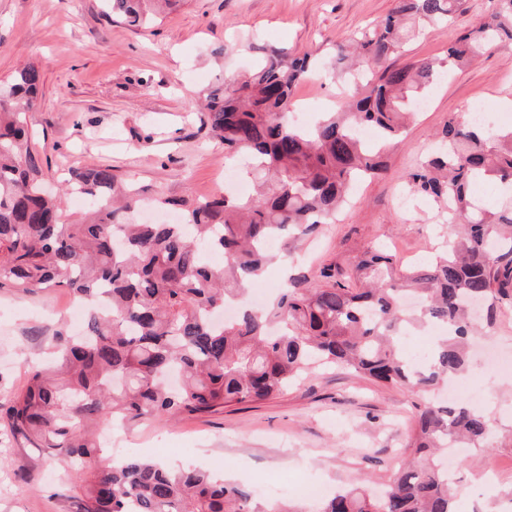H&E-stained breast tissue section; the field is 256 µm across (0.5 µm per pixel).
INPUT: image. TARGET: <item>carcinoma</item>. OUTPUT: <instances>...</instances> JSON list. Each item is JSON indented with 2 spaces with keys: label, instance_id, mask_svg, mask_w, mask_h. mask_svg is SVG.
<instances>
[{
  "label": "carcinoma",
  "instance_id": "cac0c4a2",
  "mask_svg": "<svg viewBox=\"0 0 512 512\" xmlns=\"http://www.w3.org/2000/svg\"><path fill=\"white\" fill-rule=\"evenodd\" d=\"M107 15L148 29L175 0H104ZM465 0H397L372 28L333 44L326 74L348 105L324 112L312 128L288 118L295 86L313 70L310 56L271 47L243 79L204 95L203 124L224 159L249 160L257 183L248 198H165L177 224L136 221L140 199L109 166L74 167L46 186L41 154L27 123L42 89V68L28 63L0 84V283L25 292L68 289L88 305L83 333H56V366L28 372L4 401L10 430L35 447L64 451L79 484L78 512H305L297 504L262 502L246 487L191 465L132 459L105 464L95 432L115 420L132 425L263 401L296 385L314 365L345 366L375 382L413 388L425 401L400 466L385 491L342 486L317 512H457L454 481L438 465L451 443L484 448L493 426L464 402L438 404L433 389L466 372V349L483 328L469 307L480 300L492 324L512 299V196L491 211L473 200L475 184L512 186V129L448 118L441 149L404 176L408 189L442 205L446 235L431 261L407 268L390 253L365 251L347 276L307 286L304 275L262 309L246 297L268 265L272 239L295 238L331 224L355 183L384 171V156L438 82L444 63L395 67L411 38L446 27ZM512 41V0L449 44L445 63L463 65ZM376 129L375 144L355 131ZM90 200L78 222L67 198ZM223 257L212 264L205 253ZM416 296L421 312L402 307ZM233 305L229 320L216 321ZM444 326L427 368L408 366L403 332Z\"/></svg>",
  "mask_w": 512,
  "mask_h": 512
}]
</instances>
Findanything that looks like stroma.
Masks as SVG:
<instances>
[{
  "label": "stroma",
  "instance_id": "35a3bbf8",
  "mask_svg": "<svg viewBox=\"0 0 512 512\" xmlns=\"http://www.w3.org/2000/svg\"><path fill=\"white\" fill-rule=\"evenodd\" d=\"M395 0H177L149 30L113 21L101 0H0V79L27 63L43 68V90L28 115L45 168L111 167L144 201L227 194L224 150L203 126L197 92L232 82L261 48L287 46L324 60L333 44L382 20ZM452 26L410 41L404 60L443 56L448 42L487 16L493 0H467ZM429 107L387 153L384 172L361 182L351 207L291 244L299 269L321 283L323 268L348 273L369 246L388 248L404 265L429 261L437 242L435 207L420 198L395 203L403 176L435 144L449 117L472 103L512 121V42L484 52L429 91ZM343 97L336 82L311 75L294 91L309 122ZM71 294L24 293L0 286V394L20 389L29 367L49 357L55 332L71 329ZM474 349V405L491 418L492 447L458 461L460 512H512V371L484 365ZM418 393L375 384L344 368L307 375L300 386L261 402L173 423L126 429L124 456L236 470L253 488L288 477L336 489L361 480L387 484L413 425ZM64 455L20 437L0 444V512H77Z\"/></svg>",
  "mask_w": 512,
  "mask_h": 512
}]
</instances>
